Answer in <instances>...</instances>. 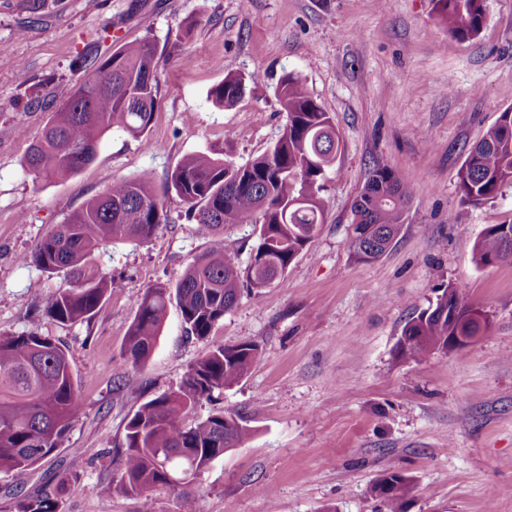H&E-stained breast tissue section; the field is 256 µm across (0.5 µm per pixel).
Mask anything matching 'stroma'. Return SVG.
Wrapping results in <instances>:
<instances>
[{
  "label": "stroma",
  "instance_id": "obj_1",
  "mask_svg": "<svg viewBox=\"0 0 512 512\" xmlns=\"http://www.w3.org/2000/svg\"><path fill=\"white\" fill-rule=\"evenodd\" d=\"M487 3L479 34L460 41L433 0H45L35 20L27 0H0V333L64 344L81 382L79 417L25 490L54 491L65 473L80 490L61 495L60 512H179L165 487L146 497L101 488L129 418L177 388L211 340L188 335L169 306L137 369L127 332L137 298L176 284L195 256L226 246L248 261L254 225L201 233L169 195L167 221L148 239L96 250L86 274L113 284L91 320L67 325L39 314L66 275L19 258L112 178L147 173L160 187L182 157L213 145L239 165L261 155L286 122L277 84L290 72L332 118L341 153L315 237L215 328L213 340L261 353L243 380L185 416L232 412L252 429L199 477L201 512H383L371 487L388 470L413 481L408 512H512V260L472 261L485 228L512 224V185L471 206L458 178L466 147L512 106V0ZM144 38L162 73L145 136L108 133L63 181L25 171L53 92L80 80L79 61ZM230 73L244 95L214 107L207 93ZM377 163L405 171L413 193L388 251L365 262L350 247L352 205ZM448 287L487 311L482 334L451 353L399 357L406 321Z\"/></svg>",
  "mask_w": 512,
  "mask_h": 512
}]
</instances>
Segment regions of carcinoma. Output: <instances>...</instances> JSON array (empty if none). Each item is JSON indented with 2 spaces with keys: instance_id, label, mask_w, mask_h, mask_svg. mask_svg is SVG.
Returning <instances> with one entry per match:
<instances>
[{
  "instance_id": "cac0c4a2",
  "label": "carcinoma",
  "mask_w": 512,
  "mask_h": 512,
  "mask_svg": "<svg viewBox=\"0 0 512 512\" xmlns=\"http://www.w3.org/2000/svg\"><path fill=\"white\" fill-rule=\"evenodd\" d=\"M440 25L458 39L476 36L485 21L487 0H434ZM150 40L123 45L112 55L80 62L83 77L54 92L58 107L30 144L24 162L35 174L69 178L97 156L100 140L117 129L135 137L147 132L160 98ZM242 77L228 74L211 88L208 99L218 107L235 105L244 94ZM277 94L286 123L279 139L263 154L237 165L222 147L184 156L162 189L151 178L112 179L104 191L85 202L62 224L21 256L54 273L80 270L101 246L115 239L141 241L165 221L166 198L174 193L188 217L205 234H222L226 224H252L257 242L249 261L221 247L193 259L173 286L155 285L136 301L126 353L139 368L151 357L176 302L187 333L200 339L236 305L241 289L262 292L283 276L325 222L320 192L327 170L335 166L341 144L331 117L302 80L285 74ZM512 184V107L505 108L484 136L473 144L459 172L461 200L479 205ZM412 195L404 172L377 164L353 205L351 247L358 259L382 256L398 235ZM306 203H297L298 198ZM512 260V224L488 229L473 247V262L488 266ZM112 278L76 280L47 301L42 315L60 324L88 321L99 310ZM443 290L436 302L404 325L397 342L402 358L448 351L456 325L448 317ZM254 342L214 343L191 365L177 388L142 403L128 420L125 443L115 449L107 495H142L156 487L178 493L181 512H198L190 490L201 472L227 451L239 447L250 429L232 413L219 412L190 427L182 414L208 400L217 390L245 378L258 357ZM81 410L69 351L49 336L0 334V473L23 487L29 473L50 456ZM77 482L62 474L57 491L28 495L14 512H58V496L75 493ZM411 480L397 472L380 476L372 493L385 512H407Z\"/></svg>"
}]
</instances>
